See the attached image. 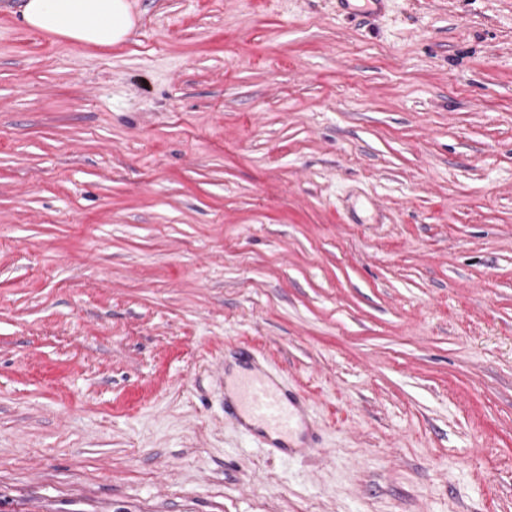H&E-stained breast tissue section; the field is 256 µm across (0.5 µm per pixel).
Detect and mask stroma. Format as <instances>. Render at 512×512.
Returning a JSON list of instances; mask_svg holds the SVG:
<instances>
[{
  "label": "stroma",
  "instance_id": "1",
  "mask_svg": "<svg viewBox=\"0 0 512 512\" xmlns=\"http://www.w3.org/2000/svg\"><path fill=\"white\" fill-rule=\"evenodd\" d=\"M133 3L0 0V512H512V0ZM133 0H21L14 15L43 34L84 45L124 42L136 24ZM256 370L241 381L236 391L232 416L237 424L248 434L254 435L252 427L243 418L259 423L277 436L272 438L264 432L261 437L265 447L288 448L290 445L286 444L285 439L289 440L296 426V417L300 414L308 430V448H315L314 424L303 400L296 393H282L280 387L269 382V375L265 371L258 367Z\"/></svg>",
  "mask_w": 512,
  "mask_h": 512
}]
</instances>
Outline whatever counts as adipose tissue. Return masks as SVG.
Segmentation results:
<instances>
[{
    "mask_svg": "<svg viewBox=\"0 0 512 512\" xmlns=\"http://www.w3.org/2000/svg\"><path fill=\"white\" fill-rule=\"evenodd\" d=\"M16 15L25 28L98 47L124 42L136 24L132 0H21Z\"/></svg>",
    "mask_w": 512,
    "mask_h": 512,
    "instance_id": "adipose-tissue-1",
    "label": "adipose tissue"
}]
</instances>
